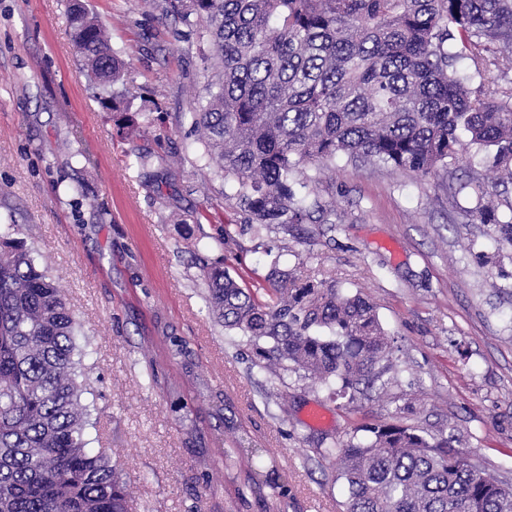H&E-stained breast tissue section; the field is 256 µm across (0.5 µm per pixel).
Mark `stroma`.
<instances>
[{
  "label": "stroma",
  "mask_w": 512,
  "mask_h": 512,
  "mask_svg": "<svg viewBox=\"0 0 512 512\" xmlns=\"http://www.w3.org/2000/svg\"><path fill=\"white\" fill-rule=\"evenodd\" d=\"M125 61L144 137H119L101 90L80 70L66 0H0V234L24 239L85 335L83 396L92 452L136 488L132 512H262L227 430L258 449L283 512H343L346 491L323 439L391 419L455 435L481 468L512 483V253L498 251L463 190L449 207L436 178L337 161L317 176L338 225L255 234L226 201L186 114L203 95L210 34L163 0H87ZM84 161H77L76 153ZM147 157L135 162L136 154ZM230 228L237 244L217 249ZM294 275L361 290L398 346L380 387L353 399L291 371L258 369L254 346L209 316L198 257L261 288L266 250ZM187 341L173 355L169 337ZM323 420H309L312 409Z\"/></svg>",
  "instance_id": "obj_1"
}]
</instances>
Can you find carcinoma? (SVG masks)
Returning a JSON list of instances; mask_svg holds the SVG:
<instances>
[{
    "mask_svg": "<svg viewBox=\"0 0 512 512\" xmlns=\"http://www.w3.org/2000/svg\"><path fill=\"white\" fill-rule=\"evenodd\" d=\"M83 70L127 116L123 61L79 0L69 5ZM165 11L210 30L206 104L192 108L224 199L260 229L322 224L336 209L315 193L338 157L440 179L448 199L472 185L474 214L512 251V101L489 89V66L512 70V0H165ZM491 54L487 60L485 54ZM471 62L472 71L459 67ZM479 154L464 183L452 161ZM270 257L259 290L199 262L212 318L253 343L257 366L373 384L398 348L359 293L300 279ZM61 290L18 238L0 235V512H129L130 483L88 451L86 377ZM454 435L428 438L396 420L354 430L323 454L347 489L344 512H512V486L475 469ZM264 496L263 461L241 459Z\"/></svg>",
    "mask_w": 512,
    "mask_h": 512,
    "instance_id": "carcinoma-1",
    "label": "carcinoma"
}]
</instances>
